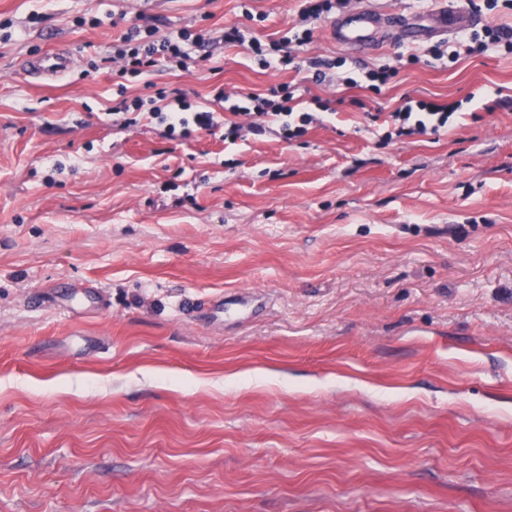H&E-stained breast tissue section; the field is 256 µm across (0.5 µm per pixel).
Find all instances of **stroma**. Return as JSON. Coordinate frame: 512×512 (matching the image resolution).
<instances>
[{
	"label": "stroma",
	"mask_w": 512,
	"mask_h": 512,
	"mask_svg": "<svg viewBox=\"0 0 512 512\" xmlns=\"http://www.w3.org/2000/svg\"><path fill=\"white\" fill-rule=\"evenodd\" d=\"M239 5L0 0V512H512V107L483 108L512 54L355 56L324 18L299 54L326 80L239 44L152 76L195 107L296 86L333 110L304 136L113 129L134 19L266 44L300 0ZM49 49L74 66L46 85L22 66ZM406 94L460 113L368 131L358 100Z\"/></svg>",
	"instance_id": "35a3bbf8"
}]
</instances>
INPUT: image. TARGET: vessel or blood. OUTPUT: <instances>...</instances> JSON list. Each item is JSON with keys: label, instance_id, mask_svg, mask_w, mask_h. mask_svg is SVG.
Wrapping results in <instances>:
<instances>
[{"label": "vessel or blood", "instance_id": "obj_1", "mask_svg": "<svg viewBox=\"0 0 512 512\" xmlns=\"http://www.w3.org/2000/svg\"><path fill=\"white\" fill-rule=\"evenodd\" d=\"M425 18L426 24L420 28L412 14L384 10L379 7L377 0H360L357 7L337 15L331 21L330 31L338 46L362 54L375 49L391 28L397 29L405 41L414 43L442 39L481 22L477 12L451 11L444 6L427 11ZM71 67L70 55L53 51L31 57L23 70L49 83L62 78Z\"/></svg>", "mask_w": 512, "mask_h": 512}]
</instances>
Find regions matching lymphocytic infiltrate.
Returning <instances> with one entry per match:
<instances>
[{"mask_svg": "<svg viewBox=\"0 0 512 512\" xmlns=\"http://www.w3.org/2000/svg\"><path fill=\"white\" fill-rule=\"evenodd\" d=\"M347 0H305L298 11V19L290 35L280 39L261 43L260 40H246L239 28H231L217 33L207 28L179 30L162 38L156 37L154 28L148 23L131 25L118 44L113 47L115 59L120 62L117 78L138 77L151 73L157 67L164 66L180 71L187 70L193 51L211 46L217 42L247 43L250 52L258 56L264 69L283 71L294 65L299 47L306 45L312 38V23L328 17L344 8ZM242 104H233L223 89H216L214 99L229 106L231 115H248L253 122L254 131H262L266 126L275 125L284 140L290 141L303 136L313 123L312 113L302 111V96L296 95L291 87L278 85L257 93H243ZM132 108L135 114L145 116L163 126L166 137H191L193 134H216L227 129L229 135H238L239 124H225L220 113L207 108L191 112L186 106L183 92H166L158 88L147 97L134 99ZM458 106L453 102H426L405 98L390 112L393 125L392 136L398 139L413 136L438 134L447 128Z\"/></svg>", "mask_w": 512, "mask_h": 512, "instance_id": "1", "label": "lymphocytic infiltrate"}]
</instances>
